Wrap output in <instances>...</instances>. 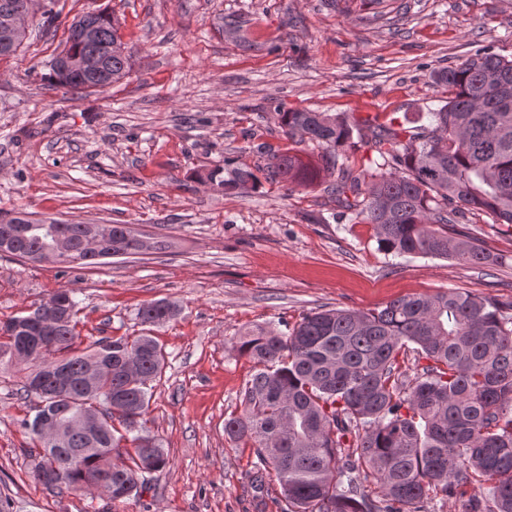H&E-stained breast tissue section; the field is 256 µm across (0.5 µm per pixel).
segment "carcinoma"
Returning a JSON list of instances; mask_svg holds the SVG:
<instances>
[{
  "mask_svg": "<svg viewBox=\"0 0 512 512\" xmlns=\"http://www.w3.org/2000/svg\"><path fill=\"white\" fill-rule=\"evenodd\" d=\"M83 18L99 39L80 50L100 52L119 38L107 13ZM104 63L114 75L131 72L129 54H107ZM48 79L85 90L53 65ZM435 83L448 89V101L429 113L431 127L406 141L397 129L352 125L340 114L279 109L284 134L320 148L321 166L274 152L268 178H333L341 215L374 225L389 253L495 262L475 239L448 235V225L463 208L512 224V112L501 111L512 106V59L482 49L437 72ZM356 136L376 153L374 166L358 175L340 161ZM207 181L229 191L254 186L257 178L233 167L210 172ZM50 244L31 224L19 249ZM76 307L66 296V317L49 331L36 319L38 307L0 323V372L35 363L22 389L39 403L22 425L38 449L25 453L35 477L58 495L139 497L147 475L169 464L156 439L143 433L165 355L147 334L81 347ZM173 313L172 303L158 299L143 304L137 317L156 325ZM410 344L428 364L408 380L398 357ZM234 347L253 361L255 373L241 390L242 412L224 420V434L252 443L251 487L265 488V477L274 474L288 512H423L430 495H465V512H512V316L498 302L449 290L400 297L371 312L320 308L286 335L247 329ZM132 358L139 377L128 379ZM94 363L107 370L90 383ZM59 369L65 386L50 379ZM59 407L69 410L58 419L61 438L38 441V419ZM87 413L98 417L92 436L72 423ZM369 480L378 485L375 495L365 490ZM484 483L488 492L467 495Z\"/></svg>",
  "mask_w": 512,
  "mask_h": 512,
  "instance_id": "1",
  "label": "carcinoma"
}]
</instances>
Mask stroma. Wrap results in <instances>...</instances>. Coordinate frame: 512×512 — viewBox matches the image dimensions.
I'll return each instance as SVG.
<instances>
[{"label":"stroma","mask_w":512,"mask_h":512,"mask_svg":"<svg viewBox=\"0 0 512 512\" xmlns=\"http://www.w3.org/2000/svg\"><path fill=\"white\" fill-rule=\"evenodd\" d=\"M18 56L0 60V214L126 224L171 249L83 265L0 257V321L72 291L84 345L150 332L167 366L144 424L170 459L137 499L57 495L35 480L23 419L24 374L0 373V500L13 512H284L247 490L254 450L224 434L253 362L232 349L246 327L287 333L322 306L372 311L406 295L457 289L512 302V224L466 213L455 232L493 263L398 256L373 225L338 219L323 181L266 176L267 147L306 163L320 150L285 137L279 107L419 132L440 108L435 72L476 50L512 56V0H56ZM108 11L132 55L125 80L93 94L49 83V62L77 15ZM250 168L257 188L224 191L206 176ZM177 312L144 327L139 307Z\"/></svg>","instance_id":"stroma-1"}]
</instances>
